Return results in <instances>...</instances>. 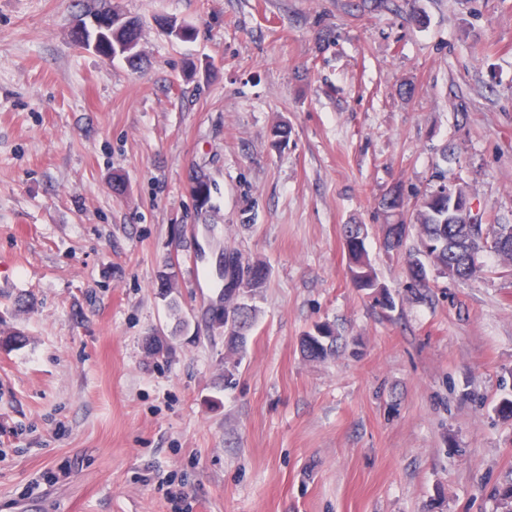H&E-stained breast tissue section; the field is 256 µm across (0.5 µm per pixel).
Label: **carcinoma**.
<instances>
[{
	"mask_svg": "<svg viewBox=\"0 0 512 512\" xmlns=\"http://www.w3.org/2000/svg\"><path fill=\"white\" fill-rule=\"evenodd\" d=\"M97 17L100 25L107 28V38L101 44L99 53L107 58L122 57L130 62L140 59V23L128 18L108 5V0H98L97 6L88 10ZM161 25L169 28V35L179 39L191 38L190 27L174 18L161 19ZM383 209L404 214L406 206L403 188L392 187L381 200ZM452 206V197L444 193L429 192L422 196L415 212L408 220L407 233H397L390 224L382 225L384 246L387 250L401 249L410 236L417 237L418 247L409 255L408 264L421 261L424 244L434 238H443V243L427 254L430 268L440 275L448 274V264H453L458 279L469 280L480 272L476 265L478 256L490 252L506 263L512 264V224H478L486 229V234L495 239L494 245L486 246L472 237L468 224H450L448 215ZM343 246L350 254L348 273L352 283L363 290H375L379 285L378 277L372 267L366 238L358 224H347L344 228ZM265 265L259 261L250 262L237 253L224 254V276H233L241 284L235 293L219 292L217 299L206 312L211 327L224 333V345L228 353H239L247 342L249 331L253 327L256 309L245 303L255 298L265 287L268 274L263 272ZM159 295L178 324L186 325L182 310L174 296L176 290L175 275L164 272L159 276ZM338 336L336 328L329 324H316L301 339L303 353L311 359H325L336 353Z\"/></svg>",
	"mask_w": 512,
	"mask_h": 512,
	"instance_id": "cac0c4a2",
	"label": "carcinoma"
}]
</instances>
